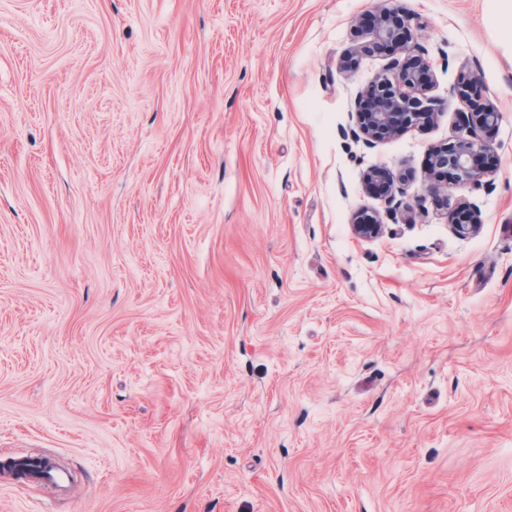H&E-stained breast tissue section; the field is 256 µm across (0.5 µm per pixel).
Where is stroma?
<instances>
[{
  "mask_svg": "<svg viewBox=\"0 0 512 512\" xmlns=\"http://www.w3.org/2000/svg\"><path fill=\"white\" fill-rule=\"evenodd\" d=\"M392 7L437 115L368 144L351 114L390 55L360 47ZM464 72L501 111L496 174L434 193ZM44 453L68 492L0 475V512H512L487 0H0V463Z\"/></svg>",
  "mask_w": 512,
  "mask_h": 512,
  "instance_id": "1",
  "label": "stroma"
}]
</instances>
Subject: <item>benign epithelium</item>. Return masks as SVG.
Segmentation results:
<instances>
[{"label": "benign epithelium", "mask_w": 512, "mask_h": 512, "mask_svg": "<svg viewBox=\"0 0 512 512\" xmlns=\"http://www.w3.org/2000/svg\"><path fill=\"white\" fill-rule=\"evenodd\" d=\"M372 47L395 45L404 53V59H395L362 93L375 98L376 106L370 112L357 108L356 125L368 138H382L408 128L421 119L434 116L433 101L426 95L424 83L430 70L425 53L413 49V37L404 16L396 8L380 12L373 23ZM460 97L471 101L481 96L482 85L477 77L463 73L456 85ZM500 112L489 103L476 112H463L455 142L437 151L432 161L431 174L443 169L452 174L456 184L475 187L483 184L488 173L481 166V155L489 150L479 132L496 124Z\"/></svg>", "instance_id": "1"}]
</instances>
